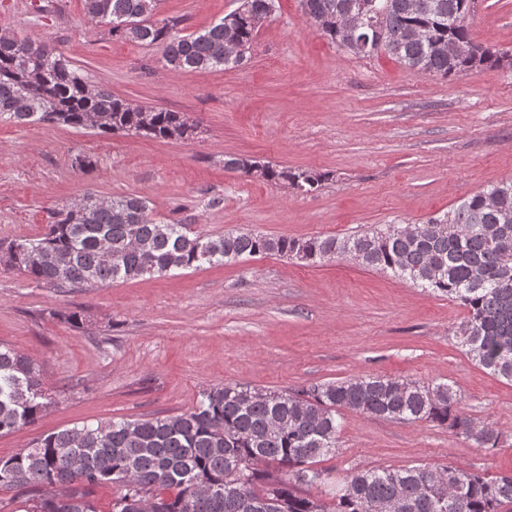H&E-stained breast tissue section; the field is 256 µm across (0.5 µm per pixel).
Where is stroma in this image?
<instances>
[{
  "instance_id": "35a3bbf8",
  "label": "stroma",
  "mask_w": 512,
  "mask_h": 512,
  "mask_svg": "<svg viewBox=\"0 0 512 512\" xmlns=\"http://www.w3.org/2000/svg\"><path fill=\"white\" fill-rule=\"evenodd\" d=\"M236 6L160 0L155 17L190 33ZM276 6L244 65L185 73L164 67L157 48L87 22L82 0H0V32L58 40L91 81L198 125L190 139L160 141L0 122V239L43 233L51 209L89 189L140 196L157 218L202 233L302 238L418 224L512 179V69L431 77L330 44L299 0ZM469 26L476 42L512 51V0H475ZM79 154L90 169L75 165ZM228 155L333 178L306 194L227 170ZM59 311L80 312L81 327ZM466 315L349 259L254 257L75 290L0 267V342L39 364L54 400L34 426L0 436V457L86 422L180 414L214 386L269 392L379 374L454 385L503 447L488 453L431 422L347 412L336 453L321 463L331 480L354 467L424 464L510 474L512 383L465 355L454 329Z\"/></svg>"
}]
</instances>
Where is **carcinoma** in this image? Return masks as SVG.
<instances>
[{
    "label": "carcinoma",
    "instance_id": "1",
    "mask_svg": "<svg viewBox=\"0 0 512 512\" xmlns=\"http://www.w3.org/2000/svg\"><path fill=\"white\" fill-rule=\"evenodd\" d=\"M307 22L331 44L351 49L346 26L369 38L364 55L384 51L402 66L450 77L478 67L512 69V52L476 43L458 19L474 0H299ZM159 0H83L92 24L161 51L175 71H223L242 65L225 53V18L189 34L154 19ZM233 36L253 43L275 0H240ZM383 44L376 43V32ZM458 48L451 58L448 45ZM53 122L98 135L172 140L197 126L181 112L132 105L90 83L56 41L0 33V120ZM224 168L306 193L332 177L227 156ZM55 208L46 231L0 243V266L47 288L82 289L224 265L259 255L316 264L347 249L358 263L460 302L457 325L466 355L512 383V180L502 181L428 217L418 232L386 224L352 234L294 238L245 230L222 235L153 217L133 194ZM448 225L443 232L438 225ZM52 401L38 365L0 344V436L34 425ZM433 422L477 447L500 449L499 432L474 421L446 383L420 385L385 375L312 384L281 392L240 385L212 387L187 412L64 428L0 458V489L43 491L23 512H98L94 494L117 490L109 512H502L512 504V474L489 476L452 465L352 471L329 499L320 459L336 453L342 412Z\"/></svg>",
    "mask_w": 512,
    "mask_h": 512
}]
</instances>
